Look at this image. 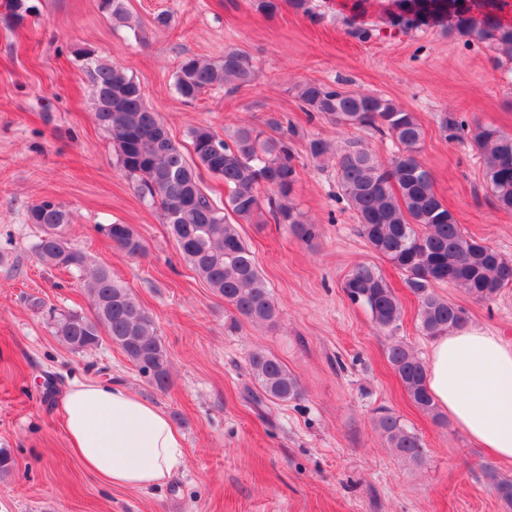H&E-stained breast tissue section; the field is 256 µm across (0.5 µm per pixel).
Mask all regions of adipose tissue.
Listing matches in <instances>:
<instances>
[{"instance_id": "ef3b65f1", "label": "adipose tissue", "mask_w": 512, "mask_h": 512, "mask_svg": "<svg viewBox=\"0 0 512 512\" xmlns=\"http://www.w3.org/2000/svg\"><path fill=\"white\" fill-rule=\"evenodd\" d=\"M427 385L477 445L512 461V345L478 327L439 337L429 355ZM60 414L74 453L109 485L158 487L183 461L182 436L167 414L122 386L74 382Z\"/></svg>"}]
</instances>
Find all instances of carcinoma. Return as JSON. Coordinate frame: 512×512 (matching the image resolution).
<instances>
[{
    "label": "carcinoma",
    "mask_w": 512,
    "mask_h": 512,
    "mask_svg": "<svg viewBox=\"0 0 512 512\" xmlns=\"http://www.w3.org/2000/svg\"><path fill=\"white\" fill-rule=\"evenodd\" d=\"M0 6L4 8L0 20L7 26L22 23L33 10L27 0H0ZM100 8L112 23L130 25L122 0H101ZM467 13L464 0H396L388 24L406 32L427 18H446L450 32L472 37L512 60V25L487 17L477 26ZM75 54L83 61L95 91V119L112 136L121 168L135 179L140 197L162 211L185 260L242 319L253 324L276 322L279 307L238 227L261 224L269 217L276 224L288 225L304 242L316 239L317 225L305 222L289 203L298 178L293 141L299 131L275 117L267 121L277 132L275 136L243 126L225 139L208 127H196L190 131L194 157L189 162L158 113L148 107L139 83L91 50L78 49ZM255 77L251 58L227 49L216 62L193 57L182 60L175 91L193 102L215 86L232 91ZM297 97L307 112L338 125L388 135L398 145V152L384 163L363 138L350 140L336 160L337 179L342 196L357 215L361 237L403 272L406 288L418 299L423 335L444 336L466 321L463 309L437 294V286L456 285L480 302L512 288V260L465 234L436 194L432 174L419 160L424 130L414 113L375 95L316 82L299 85ZM443 126L467 131L484 156L485 179L495 204L512 212V134L480 122L467 128L451 117L444 119ZM200 169L224 181V205H218L201 187ZM26 218L40 230L35 251L43 262L87 271V256L69 246L63 235L71 224L69 210L45 199L32 204ZM98 232L129 254L143 251L141 239L129 224H101ZM343 288L351 302L368 308L380 329L391 332L398 327L400 301L377 267L356 266L345 277ZM87 289L94 316L61 313L56 335L70 350L83 352L99 344L104 330L140 373L165 388L170 360L152 315L104 267L90 271ZM386 358L415 406L438 416L426 384L425 363L399 341L387 348ZM248 365L255 381L250 394L256 405L300 397L298 379L274 356L255 351L249 354ZM375 425L402 457L415 463L421 460L420 437L393 413L378 410ZM484 477L511 509L512 479L500 477L490 467Z\"/></svg>",
    "instance_id": "carcinoma-1"
}]
</instances>
